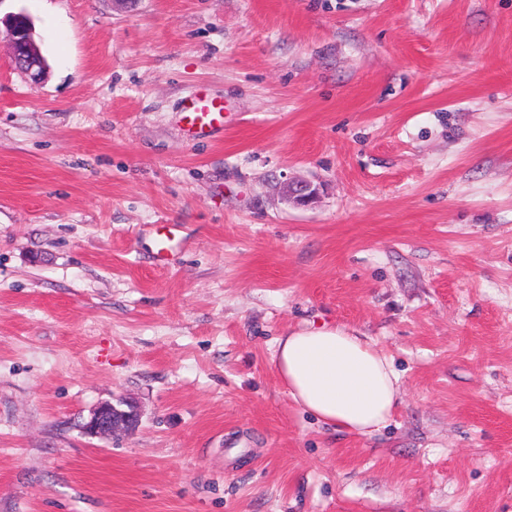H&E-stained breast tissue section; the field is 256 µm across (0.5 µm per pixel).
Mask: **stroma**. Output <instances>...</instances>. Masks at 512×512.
Masks as SVG:
<instances>
[{"mask_svg": "<svg viewBox=\"0 0 512 512\" xmlns=\"http://www.w3.org/2000/svg\"><path fill=\"white\" fill-rule=\"evenodd\" d=\"M321 325L401 377L372 436L276 375ZM0 512H512V0H0ZM12 37L14 45V64L32 78L42 75L43 58L32 39V23L30 18L22 13L12 15ZM224 110V100L201 89L187 96L180 106L186 130L194 134L224 129ZM282 196L288 205L306 207L317 202L320 188L307 180H289L283 186ZM140 416L138 406L132 401H105L92 409L89 418L80 428L87 435L107 439L133 432L138 427Z\"/></svg>", "mask_w": 512, "mask_h": 512, "instance_id": "stroma-1", "label": "stroma"}]
</instances>
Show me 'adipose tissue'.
Wrapping results in <instances>:
<instances>
[{
	"instance_id": "1",
	"label": "adipose tissue",
	"mask_w": 512,
	"mask_h": 512,
	"mask_svg": "<svg viewBox=\"0 0 512 512\" xmlns=\"http://www.w3.org/2000/svg\"><path fill=\"white\" fill-rule=\"evenodd\" d=\"M273 360L291 399L333 430L371 436L397 407L400 377L391 360L345 327L278 337Z\"/></svg>"
}]
</instances>
